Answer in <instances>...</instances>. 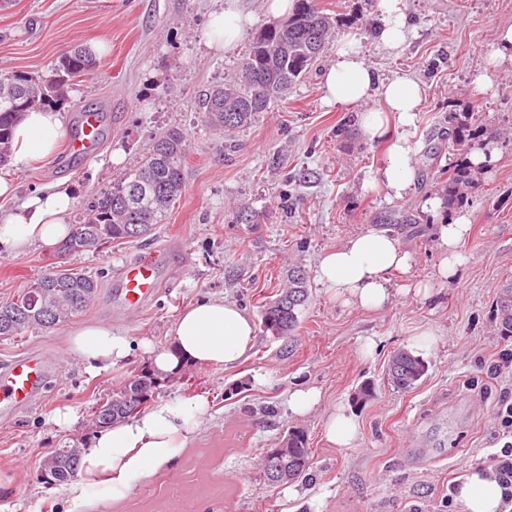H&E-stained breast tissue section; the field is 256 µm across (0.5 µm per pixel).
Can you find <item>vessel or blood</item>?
<instances>
[{"mask_svg": "<svg viewBox=\"0 0 512 512\" xmlns=\"http://www.w3.org/2000/svg\"><path fill=\"white\" fill-rule=\"evenodd\" d=\"M99 130L98 112H81L79 133L68 144L70 155L77 159L92 155L100 141ZM166 266L165 254L158 252L120 267L116 288L119 316L128 318L142 312L158 296ZM58 371L57 356L39 350L23 352L0 365V412L27 409L35 393Z\"/></svg>", "mask_w": 512, "mask_h": 512, "instance_id": "obj_1", "label": "vessel or blood"}]
</instances>
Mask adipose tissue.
Wrapping results in <instances>:
<instances>
[{"instance_id": "ef3b65f1", "label": "adipose tissue", "mask_w": 512, "mask_h": 512, "mask_svg": "<svg viewBox=\"0 0 512 512\" xmlns=\"http://www.w3.org/2000/svg\"><path fill=\"white\" fill-rule=\"evenodd\" d=\"M375 36L387 50L396 51L412 36L404 0H377ZM253 17L240 0H224L211 13L208 27L224 49L235 48ZM324 99L342 106H360V123L372 140L389 139L387 163L378 176L393 198L405 196L416 173L418 146L411 134L425 99L423 82L410 72L385 78L368 64L348 41L337 44L324 79ZM62 112L34 110L25 113L13 131V150L8 171L0 170V199L15 196V172L51 159L64 134ZM75 197L71 187L57 183L32 193L19 206L0 211V250L26 252L31 247L55 250L70 230L67 220ZM471 224L459 212L433 227L439 252V277L456 276L464 263L461 246ZM413 255L397 237L370 231L350 237L345 244L322 255L315 267L320 287L345 307L380 310L399 292L426 294L425 286H410ZM172 348L145 353L161 374L177 372L183 365L224 367L238 362L255 336V323L237 303L210 297L185 308L173 326ZM70 355L87 372L96 373L125 361L131 353L126 337L105 324L74 330L68 341ZM208 410L205 398L158 401L140 417L97 433L82 460L84 479L70 483L66 500L81 505L88 483L102 481L122 496L136 481L181 455L185 442ZM466 512H500L501 492L482 470L470 469L458 489Z\"/></svg>"}]
</instances>
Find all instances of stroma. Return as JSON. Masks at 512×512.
<instances>
[{"label":"stroma","mask_w":512,"mask_h":512,"mask_svg":"<svg viewBox=\"0 0 512 512\" xmlns=\"http://www.w3.org/2000/svg\"><path fill=\"white\" fill-rule=\"evenodd\" d=\"M224 0H11L0 9V74L48 71L77 44L102 43L96 71L75 82L65 117L104 108L109 133L94 158L65 162L54 156L18 173V201L44 186L75 188L71 222L89 202L138 164L155 136L177 128L188 138L185 188L164 224L135 242L66 257L67 265L98 276L97 300L68 324L0 338V363L29 349L64 358L63 373L47 395L12 419L0 417V512H67L40 465L54 449L80 446L89 434L94 400L119 389L147 366L145 346L171 347L181 310L213 296L259 316L267 296L286 282L289 267L313 273L319 257L350 236L378 230L391 209L422 213L419 224L387 225L415 259V281L428 296L401 294L386 308L341 306L309 281L307 306L292 346L256 333L235 366H187L163 383V399L205 396L210 409L172 464L137 481L121 497L106 486L89 489L80 512H152L160 485H204L201 512H465L449 502L448 488L470 468H487L496 452L495 408L512 391V369L490 371L512 345L497 319L500 288L512 282V71L493 69L488 57L499 27L512 24V0H405L414 33L397 54L380 46L374 0H316L337 14L327 43L355 39L381 74L410 71L426 96L416 120L417 181L401 199L378 184L387 145L364 135L358 107L322 100L324 65H317L253 126L225 134L209 125L195 101L207 87L236 76L245 44L230 51L208 47L205 28ZM471 111L472 121L498 150L493 168L468 191L464 208L472 233L466 262L451 280L439 278V254L430 231L437 223L424 200L440 189L438 170L457 159L446 137L448 116ZM349 124L341 140L336 129ZM255 216L240 223V208ZM160 251L170 275L159 296L130 321L111 317L110 294L126 262ZM56 252L0 251V302L44 274ZM86 323L111 326L131 344V355L112 369L88 374L69 358L68 334ZM432 332L420 384L409 391L385 376L389 357L411 339ZM375 347L364 353L365 339ZM375 393L355 399L364 382ZM314 387L320 404L298 417L288 396ZM343 404L358 420L350 447L327 442L328 413ZM275 407V415L265 406ZM76 413V425L57 428V408ZM291 427L306 431L314 453L308 479L272 487L259 469L264 449L276 447ZM296 497H289V490Z\"/></svg>","instance_id":"1"}]
</instances>
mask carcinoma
Segmentation results:
<instances>
[{
    "instance_id": "carcinoma-1",
    "label": "carcinoma",
    "mask_w": 512,
    "mask_h": 512,
    "mask_svg": "<svg viewBox=\"0 0 512 512\" xmlns=\"http://www.w3.org/2000/svg\"><path fill=\"white\" fill-rule=\"evenodd\" d=\"M338 18L317 7L314 0H296L294 12L284 21L262 26L249 40L237 78L216 85L199 95L197 106L208 122L231 134L256 123L288 90L304 78L322 57L325 44ZM97 66L95 55L77 46L62 55L45 75L12 73L0 75V165L11 150V131L24 112L31 109H62L68 91L77 78L90 75ZM448 137L461 156L452 173L439 171L444 208L462 202L465 190L477 179L469 155L483 148L482 131L468 120L449 116ZM187 164L186 136L178 130L154 138L140 164L115 180L88 206L72 234L58 247V255L103 249L114 241L134 242L151 235L164 223L182 196ZM386 224H417L414 215L399 209L385 212ZM288 287L264 305L262 321L272 320L281 330L280 339L294 335L309 294L307 278L299 267L288 269ZM99 278L76 268L52 263L49 270L13 298L0 304V338L18 336L30 329L63 325L82 313L97 297ZM502 334L512 336V283L503 287L499 300ZM388 365L396 366V377L388 380L400 389L414 387L426 375L427 366L408 351L391 355ZM164 379L145 367L118 391L99 398L91 406L94 429L109 428L145 412ZM307 433L300 428L288 431V458L291 480L309 475L312 468ZM60 476L57 485L77 478L81 455H52Z\"/></svg>"
}]
</instances>
